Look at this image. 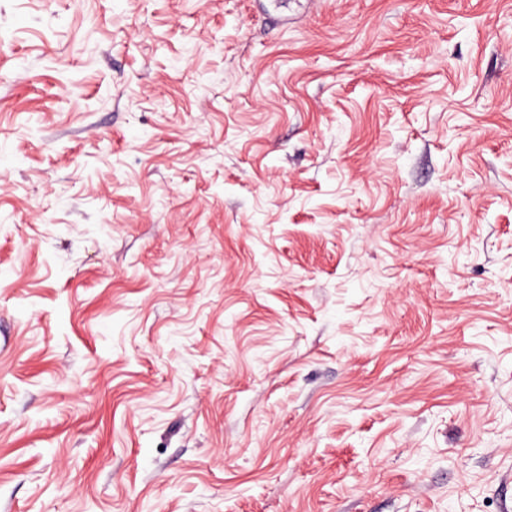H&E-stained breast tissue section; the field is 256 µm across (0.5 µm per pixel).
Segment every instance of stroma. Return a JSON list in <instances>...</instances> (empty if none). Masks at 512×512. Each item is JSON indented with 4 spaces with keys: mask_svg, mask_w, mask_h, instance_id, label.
<instances>
[{
    "mask_svg": "<svg viewBox=\"0 0 512 512\" xmlns=\"http://www.w3.org/2000/svg\"><path fill=\"white\" fill-rule=\"evenodd\" d=\"M0 512H512V0H0Z\"/></svg>",
    "mask_w": 512,
    "mask_h": 512,
    "instance_id": "1",
    "label": "stroma"
}]
</instances>
